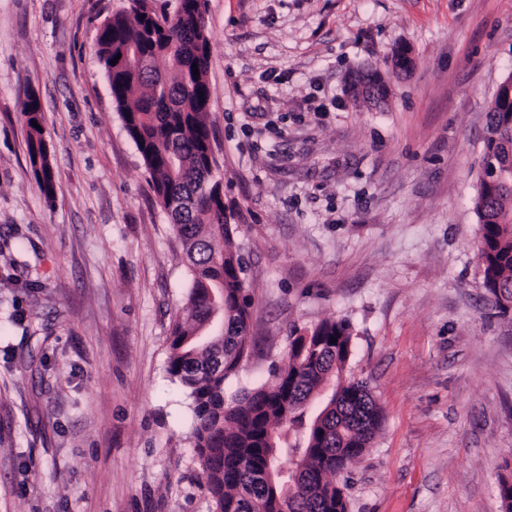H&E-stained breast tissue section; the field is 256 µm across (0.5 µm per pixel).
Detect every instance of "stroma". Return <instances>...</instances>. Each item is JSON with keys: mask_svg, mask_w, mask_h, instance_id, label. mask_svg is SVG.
<instances>
[{"mask_svg": "<svg viewBox=\"0 0 512 512\" xmlns=\"http://www.w3.org/2000/svg\"><path fill=\"white\" fill-rule=\"evenodd\" d=\"M127 0H0V512H211L167 372L187 261L96 54ZM209 121L265 384L293 330L342 320L385 422L336 477L348 512H502L512 312L474 209L512 0H207ZM414 69L392 70L398 48ZM389 82L352 104L349 72ZM37 94L54 191L22 105ZM41 105L38 97L31 94L27 97L22 106V113L26 121V146L29 166L35 181L47 194L53 193V171L50 164V154L45 146V132L41 122ZM36 120L41 127L38 130L32 125Z\"/></svg>", "mask_w": 512, "mask_h": 512, "instance_id": "obj_1", "label": "stroma"}]
</instances>
